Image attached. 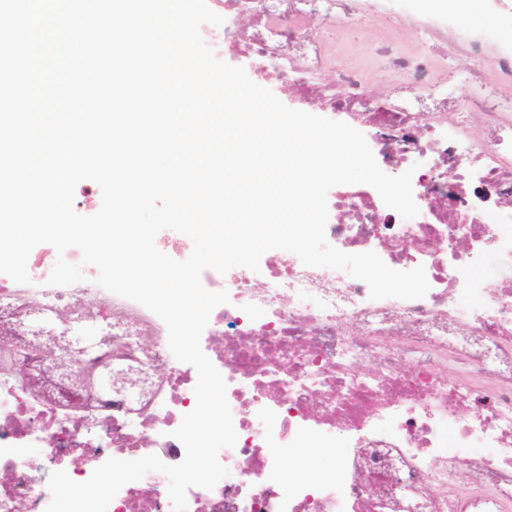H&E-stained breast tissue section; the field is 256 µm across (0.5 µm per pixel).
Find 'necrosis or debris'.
<instances>
[{
    "instance_id": "4bbe7bcc",
    "label": "necrosis or debris",
    "mask_w": 512,
    "mask_h": 512,
    "mask_svg": "<svg viewBox=\"0 0 512 512\" xmlns=\"http://www.w3.org/2000/svg\"><path fill=\"white\" fill-rule=\"evenodd\" d=\"M351 2L223 0V25L200 33L216 57L248 56L368 134L386 174L412 171L415 218L375 188L346 185L327 197L326 236L395 270L424 266L430 289L373 300L363 281L289 251L269 253L258 273L205 270L206 289L229 301L212 311L200 345L227 384L238 438L219 454L228 475L210 490L190 487L187 512H512V276L488 285L476 274L487 252L512 257V113L477 96L449 117L454 95L435 81L431 56L388 47L385 68L399 78L389 97L368 95L353 68L325 80L311 20L342 18ZM421 34L471 57L488 44L448 20L426 19ZM54 265L29 257L27 291L0 281V334L16 344L0 358V512H46L40 468L65 465L83 482L127 454L181 462L173 432L196 406L193 365L168 342L146 343L143 319L78 307L70 289L49 284ZM81 322L99 324L94 348L72 344ZM51 346L84 380L45 374ZM330 447L339 454L328 467L318 451ZM465 448L486 454L465 464ZM107 512H173L167 477L127 483Z\"/></svg>"
}]
</instances>
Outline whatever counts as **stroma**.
<instances>
[{"label":"stroma","instance_id":"obj_1","mask_svg":"<svg viewBox=\"0 0 512 512\" xmlns=\"http://www.w3.org/2000/svg\"><path fill=\"white\" fill-rule=\"evenodd\" d=\"M414 12H407L398 20L387 18L380 6V0H361L357 10L349 16L330 22L316 17L312 20L315 32L330 48L335 66L359 67L373 95H387L395 77L381 74L380 58L371 57L368 48L378 42L391 43L398 51L419 54L426 44L419 35L414 22ZM458 24L470 33L492 34V46L512 44V29L499 26L487 0H465V8L458 16ZM480 73L482 81L494 87L498 111H507L512 106V87L501 86L494 68L492 56L473 58L448 49L436 61V76L447 81L449 76L460 74L464 80L455 88V109L468 111L470 101L479 87L466 82L471 73Z\"/></svg>","mask_w":512,"mask_h":512}]
</instances>
